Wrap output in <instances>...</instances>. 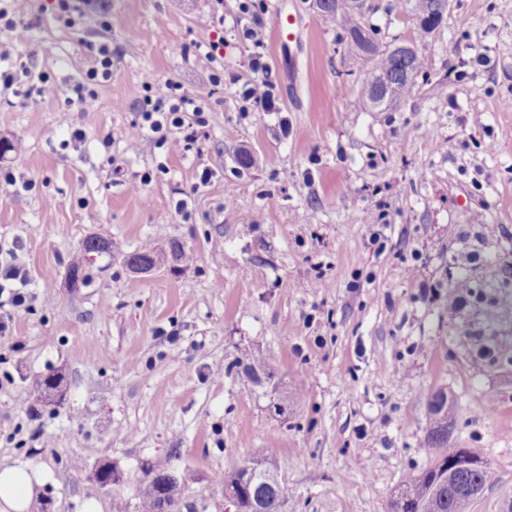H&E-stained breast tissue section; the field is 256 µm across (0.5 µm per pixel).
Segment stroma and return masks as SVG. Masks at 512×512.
<instances>
[{
	"mask_svg": "<svg viewBox=\"0 0 512 512\" xmlns=\"http://www.w3.org/2000/svg\"><path fill=\"white\" fill-rule=\"evenodd\" d=\"M55 2L0 0L16 23L0 55L29 70L0 94V139L16 146L0 157V262L32 285L28 308L0 302V465L51 470L31 512L91 498L138 512L147 462L179 471L181 512H224L225 473L270 450L288 512H387L429 463L436 390L453 407L449 447L477 449L492 472L472 512H507L512 0H449L412 93L383 112L361 102L367 62L314 0H282L306 26L286 45L270 0H109L103 13L86 0L71 26ZM387 2L365 0L363 21L380 44L407 42L415 22ZM217 39L224 55L208 58ZM90 42L110 44L112 78L85 110L67 93L94 65ZM256 52L273 112L242 107ZM42 75L63 96L41 97ZM168 82L203 106L198 142L174 154L148 132L128 149L135 90ZM90 236L112 252L70 287ZM145 242L163 261L137 275L124 257ZM244 354L269 383L237 372ZM52 372L68 390L55 411L36 389ZM300 391L286 414L271 408ZM101 462L112 486L93 478Z\"/></svg>",
	"mask_w": 512,
	"mask_h": 512,
	"instance_id": "stroma-1",
	"label": "stroma"
}]
</instances>
